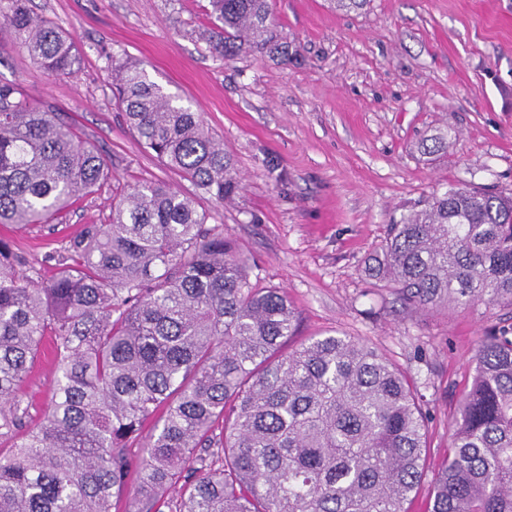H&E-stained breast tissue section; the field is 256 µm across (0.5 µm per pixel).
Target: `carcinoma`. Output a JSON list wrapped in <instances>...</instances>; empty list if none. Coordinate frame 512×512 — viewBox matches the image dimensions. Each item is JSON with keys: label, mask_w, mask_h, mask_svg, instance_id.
<instances>
[{"label": "carcinoma", "mask_w": 512, "mask_h": 512, "mask_svg": "<svg viewBox=\"0 0 512 512\" xmlns=\"http://www.w3.org/2000/svg\"><path fill=\"white\" fill-rule=\"evenodd\" d=\"M209 4L224 58L279 51L270 0ZM0 25L46 75L74 72V44L28 0H0ZM112 80L146 149L220 204L238 193L200 113L140 63L113 65ZM106 175L67 117L0 85V224H51ZM207 222L195 198L144 181L115 194L107 223L45 253L59 269L47 281L21 274L0 238V439L14 440L0 512H110L124 492L127 512H160L178 485L170 512H409L427 452L417 392L349 336L285 349L288 296L252 282ZM368 274L407 308H512V196L433 193L387 225ZM47 339L54 395L28 429L20 387ZM476 363L428 512H512V324L483 336Z\"/></svg>", "instance_id": "obj_1"}]
</instances>
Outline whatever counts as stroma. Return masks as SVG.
<instances>
[{"label":"stroma","instance_id":"stroma-1","mask_svg":"<svg viewBox=\"0 0 512 512\" xmlns=\"http://www.w3.org/2000/svg\"><path fill=\"white\" fill-rule=\"evenodd\" d=\"M73 38L80 61L50 77L0 29V84L66 114L106 156L110 177L53 228L0 224L24 260L83 225L105 223L114 191L159 180L193 186L158 161L112 97V61H143L151 80L200 112L241 182L224 204L194 193L209 226L246 256L250 276L283 289L299 317L292 345L323 336L364 342L398 366L424 400L435 469L475 372L478 344L512 323L498 307L403 308L365 272L385 227L448 184L512 192V0H272L294 58L212 44L208 0H29ZM444 152H427L436 137ZM41 356L21 385L31 417L54 390Z\"/></svg>","mask_w":512,"mask_h":512}]
</instances>
